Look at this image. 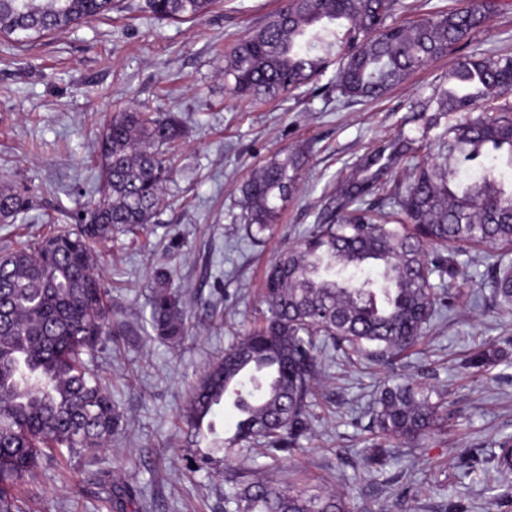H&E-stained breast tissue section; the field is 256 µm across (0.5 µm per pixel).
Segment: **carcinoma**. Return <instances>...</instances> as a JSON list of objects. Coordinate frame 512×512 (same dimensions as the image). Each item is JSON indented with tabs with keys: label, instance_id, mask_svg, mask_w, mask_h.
<instances>
[{
	"label": "carcinoma",
	"instance_id": "cac0c4a2",
	"mask_svg": "<svg viewBox=\"0 0 512 512\" xmlns=\"http://www.w3.org/2000/svg\"><path fill=\"white\" fill-rule=\"evenodd\" d=\"M114 0H0V35L28 40L90 22ZM214 0H145L161 19L191 22ZM404 0H287L224 56V79L240 102H269L313 85L330 66L340 96L373 100L488 26L489 0H462L419 19L397 20ZM454 119L436 153L399 133L379 141L336 184L316 224L267 269L262 320L196 382L184 421L192 443L224 460L253 462L300 451L327 346L388 363L423 343L429 321L453 299L433 277L454 279L456 257L512 253V55L460 56L448 80L413 106ZM183 136L167 112L118 110L98 132V198L42 240L0 256V512H17L12 491L41 456L108 446L122 427L111 392L84 356L114 332L100 286L99 248L112 231L151 223L170 179L169 155ZM305 157L278 154L242 187L244 230L261 242L296 189ZM413 162L403 179L395 169ZM26 192L0 186V216L13 223ZM146 335L179 343L188 315L170 272L154 274ZM494 297L512 310V265L498 267ZM416 380L388 379L369 403L366 469L387 447L416 445L441 417L442 399ZM235 420L221 436L217 413ZM496 468L512 473V438ZM117 512L139 506L119 477L109 485ZM225 512H350L343 495L303 477L284 487L248 468L224 493Z\"/></svg>",
	"mask_w": 512,
	"mask_h": 512
}]
</instances>
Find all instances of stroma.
Here are the masks:
<instances>
[{"mask_svg":"<svg viewBox=\"0 0 512 512\" xmlns=\"http://www.w3.org/2000/svg\"><path fill=\"white\" fill-rule=\"evenodd\" d=\"M286 0H216L200 21L158 20L143 0H115L109 18L26 45L0 36V184L32 188L22 224L0 223V255L39 241L94 197L96 132L115 110L143 102L178 115L184 136L174 174L143 233H116L102 252V285L129 328L100 342L90 365L112 386L122 431L96 460H42L15 494L22 512H114L99 476L122 471L141 491L142 512H224L236 469L201 460L182 421L199 376L254 323L267 264L315 223L337 179L379 140L402 132L436 146L447 117L410 122L411 106L444 82L455 53L410 75L382 98L351 102L330 86L247 106L224 87V55ZM490 29L472 49L512 53V0H493ZM289 149L305 151L296 189L261 244L248 240L241 185ZM485 251L461 261L453 308L426 328L424 344L391 364L364 356H323L310 429L296 459L259 458L281 483L294 466L346 496L352 512H512V475L495 467L497 443L512 436V313L501 311ZM166 267L191 318L175 345L141 328L154 273ZM496 362L468 368L479 349ZM417 379L448 395V418L387 465L366 473L364 410L380 380Z\"/></svg>","mask_w":512,"mask_h":512,"instance_id":"stroma-1","label":"stroma"}]
</instances>
